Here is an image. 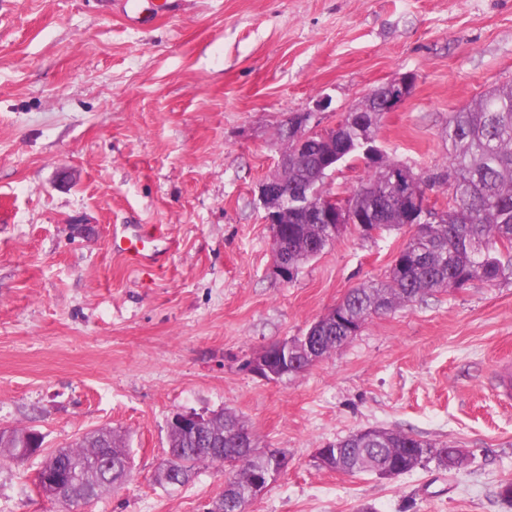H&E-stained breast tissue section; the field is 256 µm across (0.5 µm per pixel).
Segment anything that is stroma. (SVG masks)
<instances>
[{"label":"stroma","instance_id":"35a3bbf8","mask_svg":"<svg viewBox=\"0 0 512 512\" xmlns=\"http://www.w3.org/2000/svg\"><path fill=\"white\" fill-rule=\"evenodd\" d=\"M0 0V429L51 451L107 426L134 479L72 509L39 494L33 456L0 460V512H202L224 475L155 483L173 413L239 415L288 469L248 512H512V283L447 290L374 317L335 354L268 382L246 363L304 335L382 276L409 228L347 227L292 282L273 273L257 185L289 113L323 126L413 77L378 134L390 159L442 164L450 112L512 81V0ZM159 227L154 260L116 251ZM462 448L393 479L318 468L368 428Z\"/></svg>","mask_w":512,"mask_h":512}]
</instances>
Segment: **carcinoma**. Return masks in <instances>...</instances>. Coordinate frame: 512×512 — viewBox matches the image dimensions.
I'll return each mask as SVG.
<instances>
[{
    "instance_id": "carcinoma-1",
    "label": "carcinoma",
    "mask_w": 512,
    "mask_h": 512,
    "mask_svg": "<svg viewBox=\"0 0 512 512\" xmlns=\"http://www.w3.org/2000/svg\"><path fill=\"white\" fill-rule=\"evenodd\" d=\"M376 103L366 102L349 113L327 142L311 140L296 146L287 134L286 120L278 130L288 155V171L281 187L292 197L326 174L325 154L336 153V163L362 161L367 179L345 192L342 199L366 222L355 225L366 238L375 233L409 226L411 234L399 251V259L385 277L352 289L336 322L320 332L318 360L346 345L374 316L447 288H464L474 281L497 285L512 280V82L496 85L478 100L448 117L445 139L448 156L432 170L416 172L410 166L385 157L371 156L367 141H376L383 119ZM447 190L450 202L434 224H417L405 209L401 193L429 198L434 190ZM273 237L285 242L280 263L295 277L299 266L334 243L338 235L323 221L320 212L288 210V223L272 228ZM258 446L256 435L235 413L221 409L212 413L205 428L194 434L168 425L171 460L159 472L160 485H182L202 464L226 470L224 512H238L248 500L253 475L269 469L288 468L285 452L256 450L245 458L243 440ZM33 429L0 430V457L23 461L42 451ZM333 453L331 468L347 474L370 473L376 467L410 473L429 461L448 466L451 446L428 442L412 432L391 430L372 441L352 432L328 445ZM129 451L123 435L109 429L83 435L74 443L50 453L44 465L48 476L77 486L64 493L61 503L69 506L97 499L121 477Z\"/></svg>"
}]
</instances>
